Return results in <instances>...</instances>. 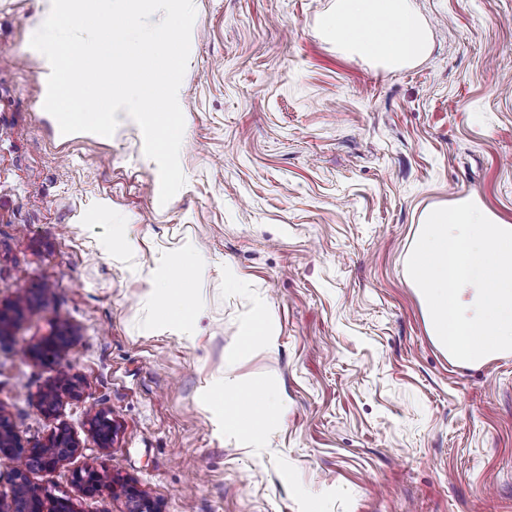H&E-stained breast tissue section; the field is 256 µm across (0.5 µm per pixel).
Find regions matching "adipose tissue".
I'll list each match as a JSON object with an SVG mask.
<instances>
[{
	"instance_id": "1",
	"label": "adipose tissue",
	"mask_w": 512,
	"mask_h": 512,
	"mask_svg": "<svg viewBox=\"0 0 512 512\" xmlns=\"http://www.w3.org/2000/svg\"><path fill=\"white\" fill-rule=\"evenodd\" d=\"M323 34L359 59L398 71L426 59L432 51L428 25L413 0H336L320 20ZM224 426L260 440L274 427L280 411L269 395L252 405L231 394H219Z\"/></svg>"
}]
</instances>
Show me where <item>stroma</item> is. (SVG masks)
I'll list each match as a JSON object with an SVG mask.
<instances>
[{"label":"stroma","instance_id":"35a3bbf8","mask_svg":"<svg viewBox=\"0 0 512 512\" xmlns=\"http://www.w3.org/2000/svg\"><path fill=\"white\" fill-rule=\"evenodd\" d=\"M334 3L195 0L186 184L163 205L134 123L58 134L29 40L47 4L0 0V411L25 441L63 423L80 443L32 472L44 494L125 512L74 483L98 461L160 512H512V355L450 363L404 271L430 204L512 224V0H415L433 49L396 72L323 37ZM161 287L191 336L166 326ZM260 303L275 345L226 366ZM64 326L60 365L33 359ZM61 370L83 396L49 417L36 401ZM228 379L284 406L260 445L204 400ZM90 432L101 448H109L112 445L116 428L105 411H98L90 421Z\"/></svg>","mask_w":512,"mask_h":512}]
</instances>
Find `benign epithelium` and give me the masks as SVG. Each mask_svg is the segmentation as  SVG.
Here are the masks:
<instances>
[{"label":"benign epithelium","mask_w":512,"mask_h":512,"mask_svg":"<svg viewBox=\"0 0 512 512\" xmlns=\"http://www.w3.org/2000/svg\"><path fill=\"white\" fill-rule=\"evenodd\" d=\"M74 339L71 330L58 332L34 350L33 357L43 364L48 358L57 362ZM80 397L82 389L76 376L61 372L55 383L39 395L37 407L44 415L51 417L58 414L64 399ZM90 432L99 447L106 449L112 445L116 428L109 414L99 411L90 421ZM79 448L78 440L63 424L43 442H25L15 431L10 419L0 411V457H7L17 463L14 469L13 496L9 503H0V512H79L70 499L43 496L31 483L30 471L26 467L28 461L36 460L40 470L52 471L73 457ZM74 481L88 495L112 494L124 497L127 512H159L156 504L134 484L112 478L104 465H86L75 472Z\"/></svg>","instance_id":"obj_1"}]
</instances>
